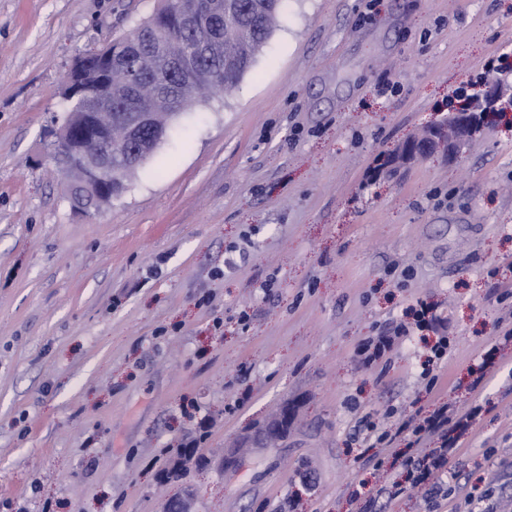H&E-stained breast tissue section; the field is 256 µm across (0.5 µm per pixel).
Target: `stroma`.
I'll use <instances>...</instances> for the list:
<instances>
[{
    "label": "stroma",
    "instance_id": "35a3bbf8",
    "mask_svg": "<svg viewBox=\"0 0 512 512\" xmlns=\"http://www.w3.org/2000/svg\"><path fill=\"white\" fill-rule=\"evenodd\" d=\"M159 5L0 0V512H353L379 483L361 418L470 406L512 311L496 296L512 291V121L372 176L512 54V0H286L231 94L182 114L110 207L75 209L51 136L62 79ZM419 299L455 341L435 394L419 336L383 372L356 356ZM508 385L512 363L457 455L460 483L495 480L496 512H512ZM285 409L276 447H251ZM202 432V462L165 481Z\"/></svg>",
    "mask_w": 512,
    "mask_h": 512
}]
</instances>
